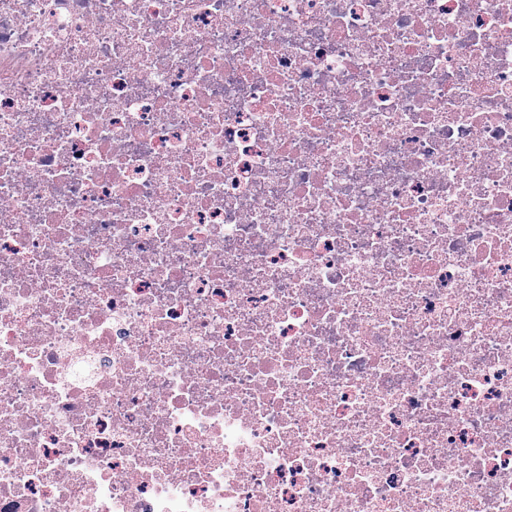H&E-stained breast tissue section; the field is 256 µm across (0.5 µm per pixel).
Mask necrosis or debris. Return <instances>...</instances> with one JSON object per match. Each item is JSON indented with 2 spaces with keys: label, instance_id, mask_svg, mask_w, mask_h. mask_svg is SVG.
<instances>
[{
  "label": "necrosis or debris",
  "instance_id": "obj_1",
  "mask_svg": "<svg viewBox=\"0 0 512 512\" xmlns=\"http://www.w3.org/2000/svg\"><path fill=\"white\" fill-rule=\"evenodd\" d=\"M0 512H512V0H0Z\"/></svg>",
  "mask_w": 512,
  "mask_h": 512
}]
</instances>
